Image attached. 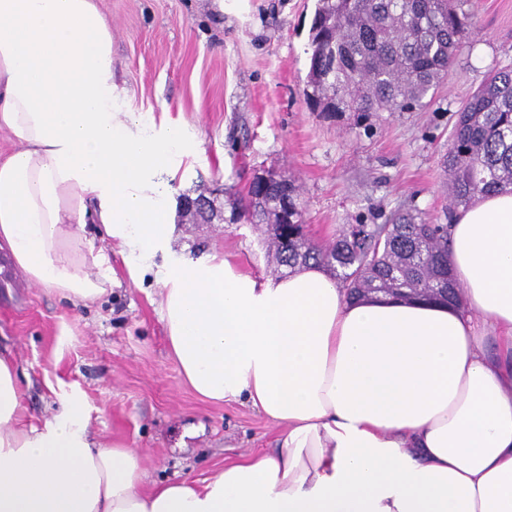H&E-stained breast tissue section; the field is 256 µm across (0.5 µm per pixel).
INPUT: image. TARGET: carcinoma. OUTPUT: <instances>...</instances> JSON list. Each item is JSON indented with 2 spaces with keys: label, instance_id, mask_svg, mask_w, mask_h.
<instances>
[{
  "label": "carcinoma",
  "instance_id": "1",
  "mask_svg": "<svg viewBox=\"0 0 512 512\" xmlns=\"http://www.w3.org/2000/svg\"><path fill=\"white\" fill-rule=\"evenodd\" d=\"M468 0H318L311 29L308 90L322 112H381L427 107L470 26ZM450 207L490 192H512V67L492 69L457 113L443 156ZM263 189H248L232 221L280 224L283 200L299 185L278 169ZM272 231L275 270L311 263L329 268L351 299L398 294L462 306V288L448 275V225L401 214L389 224H358L319 244L304 233L301 210Z\"/></svg>",
  "mask_w": 512,
  "mask_h": 512
}]
</instances>
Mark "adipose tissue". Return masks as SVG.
<instances>
[{"mask_svg": "<svg viewBox=\"0 0 512 512\" xmlns=\"http://www.w3.org/2000/svg\"><path fill=\"white\" fill-rule=\"evenodd\" d=\"M112 25L97 0H0V248L71 302L112 289L102 245L132 279L170 249L160 172L182 131L112 109ZM97 224V237L86 227ZM464 308L350 300L323 266L257 280L214 251L161 272L169 350L202 399H245L277 446L204 486L142 490L139 449L89 439L70 401L21 426L0 356V512H512V193L448 226Z\"/></svg>", "mask_w": 512, "mask_h": 512, "instance_id": "obj_1", "label": "adipose tissue"}]
</instances>
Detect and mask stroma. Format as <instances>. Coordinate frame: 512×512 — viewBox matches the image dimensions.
<instances>
[{
    "mask_svg": "<svg viewBox=\"0 0 512 512\" xmlns=\"http://www.w3.org/2000/svg\"><path fill=\"white\" fill-rule=\"evenodd\" d=\"M317 0H99L112 24L114 109L171 123L189 151L160 174L175 224L172 256L224 253L267 278L263 224L229 223L255 171L276 166L300 187L305 232L331 241L352 224H384L409 211L445 223L441 159L465 96L494 68L512 66V0H469L472 25L431 106L382 113L314 110L304 96ZM207 188L219 219L192 224L183 196ZM116 281L75 306L42 287L0 301V352L12 357L29 422L78 399L90 437L143 451L148 483L202 481L239 456L274 447L280 434L249 403L211 404L184 383L170 357L159 286L134 284L118 247L103 249Z\"/></svg>",
    "mask_w": 512,
    "mask_h": 512,
    "instance_id": "35a3bbf8",
    "label": "stroma"
}]
</instances>
